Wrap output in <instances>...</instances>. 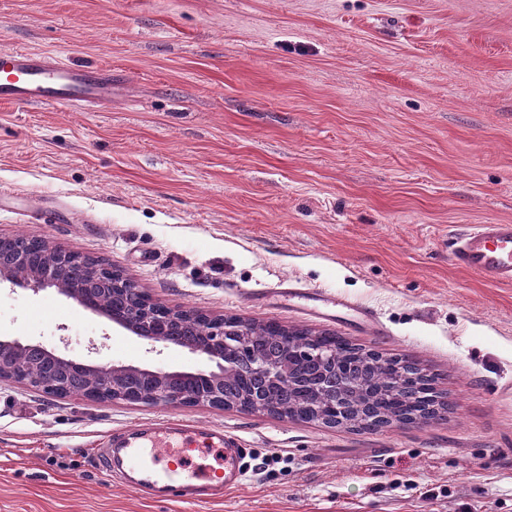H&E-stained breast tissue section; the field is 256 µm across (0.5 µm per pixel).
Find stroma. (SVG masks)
<instances>
[{
	"label": "stroma",
	"instance_id": "35a3bbf8",
	"mask_svg": "<svg viewBox=\"0 0 512 512\" xmlns=\"http://www.w3.org/2000/svg\"><path fill=\"white\" fill-rule=\"evenodd\" d=\"M11 47L114 84L105 112L0 106V237L112 264L176 309L409 356L453 410L361 432L2 381L0 512H512V285L452 263L453 230L512 223V0H0ZM288 279L378 329L269 295ZM0 336L199 364L51 289L0 286ZM159 419L237 432L245 486L160 503L99 468L113 430Z\"/></svg>",
	"mask_w": 512,
	"mask_h": 512
}]
</instances>
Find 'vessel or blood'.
<instances>
[{
    "mask_svg": "<svg viewBox=\"0 0 512 512\" xmlns=\"http://www.w3.org/2000/svg\"><path fill=\"white\" fill-rule=\"evenodd\" d=\"M112 102L111 71L81 67L69 60L17 48L0 50V103L32 104L98 111ZM455 264L495 284H512V223L472 224L455 237ZM288 303L303 304L313 314H352L366 327H376L375 311L332 295L280 282L273 290ZM215 451L220 471L193 466L195 449ZM249 454L237 434L207 422L175 420L141 422L114 430L99 461L132 491L155 501L202 502L238 488L247 480Z\"/></svg>",
    "mask_w": 512,
    "mask_h": 512,
    "instance_id": "b4317fda",
    "label": "vessel or blood"
}]
</instances>
